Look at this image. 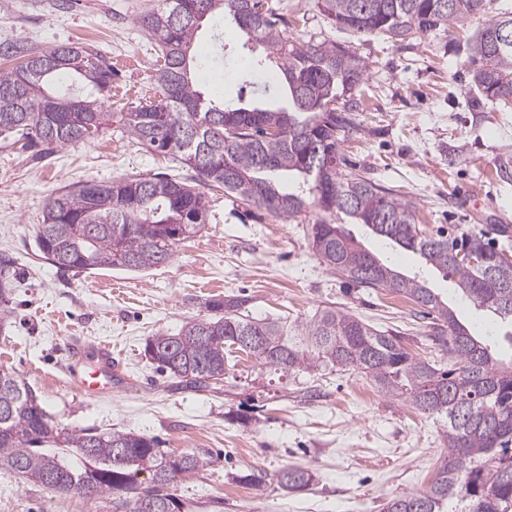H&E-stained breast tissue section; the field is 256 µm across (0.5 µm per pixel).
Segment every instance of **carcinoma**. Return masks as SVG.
Returning a JSON list of instances; mask_svg holds the SVG:
<instances>
[{"label":"carcinoma","instance_id":"obj_1","mask_svg":"<svg viewBox=\"0 0 512 512\" xmlns=\"http://www.w3.org/2000/svg\"><path fill=\"white\" fill-rule=\"evenodd\" d=\"M336 27L402 41L481 9L482 0H318ZM217 14L231 17L251 56L238 72L253 84L274 69L285 82L266 86L253 102L207 96L194 84L198 30ZM159 49L154 99L119 113L148 151L176 156L194 172L85 181L51 196L37 225L39 257L64 271H143L169 262L176 246L207 221L204 189H222L275 216L309 207L326 218L311 225L312 246L327 269L365 288L400 293L436 313L437 339L448 345L441 365L411 355L397 333L380 331L339 309L301 325L296 340L273 322L250 320L247 300L209 303L212 316L186 322L175 334L149 338L145 354L185 386L204 390L224 379L226 349L283 373L333 366L370 376L388 397L446 419L444 456L430 487L384 503L383 512H512V261L485 235L419 236L414 208L388 189L338 167L342 134L353 127V93L368 74L353 49L326 40L296 43L288 21L267 0H154L138 18ZM473 83L487 100L512 101V12L486 21L469 48ZM0 138L26 140L50 152L89 143L109 126L112 61L91 42L42 47L0 42ZM342 215L411 251L454 280L457 293L509 327L480 336L460 322L438 294L380 261L333 217ZM465 251L476 263L453 260ZM14 258L0 254V327L11 311ZM209 465L203 453L178 460L153 437L134 432L64 430L47 418L35 390L0 370V471L65 495L91 488L119 512H184L170 485ZM151 475L139 491L137 476ZM277 483L307 489L312 471L285 467Z\"/></svg>","mask_w":512,"mask_h":512}]
</instances>
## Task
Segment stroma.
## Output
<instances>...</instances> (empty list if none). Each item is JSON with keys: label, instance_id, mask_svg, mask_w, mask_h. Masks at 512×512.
Returning <instances> with one entry per match:
<instances>
[{"label": "stroma", "instance_id": "stroma-1", "mask_svg": "<svg viewBox=\"0 0 512 512\" xmlns=\"http://www.w3.org/2000/svg\"><path fill=\"white\" fill-rule=\"evenodd\" d=\"M0 0V41L25 38L48 46L93 42L112 59L119 77L112 109L154 94L157 53L137 17L152 0ZM286 15L290 40L336 41L369 64L357 90L355 131L341 144L346 171L393 190L415 207L423 234L452 237L489 233L512 246V105L478 103L468 45L484 21L512 0H483L470 19L391 41L336 29L317 0H268ZM199 46L209 57L200 79L208 92L237 99L239 82L222 74L243 53L234 24L205 21ZM166 173L188 167L146 152L119 122L88 144L38 160L0 143V252L16 260L20 277L11 317L0 330V369L31 384L52 419L66 429L131 431L156 438L172 454L202 450L210 463L175 481L172 493L192 512H382L389 498L428 489L447 454L443 419L384 396L359 371L283 373L256 360L229 359L223 381L204 391L182 388L144 355L149 336L170 333L207 316L210 301L238 295L257 320L289 330L327 307L353 314L376 329L400 331L414 356L443 358L431 318L408 298L347 283L327 270L310 245L316 208L293 218L207 190L208 222L179 243L166 265L144 272L100 269L63 272L38 256L36 226L50 195L80 181ZM348 232L378 258L418 276L472 329L501 328L499 318L463 302L452 280L417 254L373 235L364 225ZM110 343L124 353L125 384L89 399L71 386V346ZM302 466L315 474L306 490H283L277 473ZM251 469L267 473L258 488L236 483ZM0 512H107L103 500L80 499L0 473Z\"/></svg>", "mask_w": 512, "mask_h": 512}]
</instances>
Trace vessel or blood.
Wrapping results in <instances>:
<instances>
[{
    "label": "vessel or blood",
    "mask_w": 512,
    "mask_h": 512,
    "mask_svg": "<svg viewBox=\"0 0 512 512\" xmlns=\"http://www.w3.org/2000/svg\"><path fill=\"white\" fill-rule=\"evenodd\" d=\"M68 373L80 393L102 398L111 394L120 376V366L112 356L110 344L103 342L90 348L77 344L72 348Z\"/></svg>",
    "instance_id": "1"
}]
</instances>
